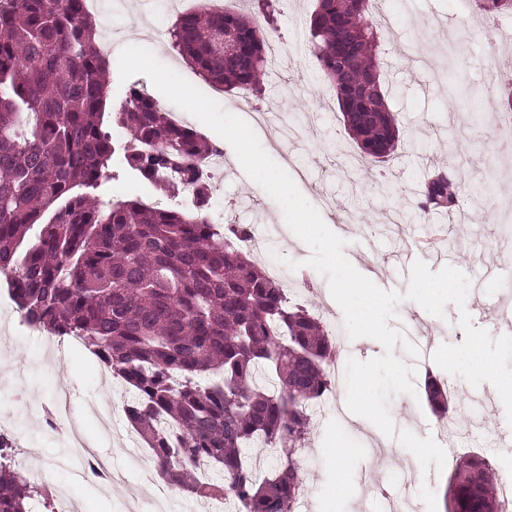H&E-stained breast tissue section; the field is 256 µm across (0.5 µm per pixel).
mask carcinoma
<instances>
[{
    "label": "carcinoma",
    "mask_w": 512,
    "mask_h": 512,
    "mask_svg": "<svg viewBox=\"0 0 512 512\" xmlns=\"http://www.w3.org/2000/svg\"><path fill=\"white\" fill-rule=\"evenodd\" d=\"M370 0H316L308 48L332 84L359 157H393L397 116L381 88ZM206 4L177 16L172 45L199 75L226 91L262 93L266 48L276 31ZM238 46L224 50V34ZM83 0H0V275L29 325L77 336L130 387L126 413L169 483L198 497H234L238 512H286L302 491L295 454L308 408L328 389L333 344L322 324L292 303L209 218V159L219 146L160 110L134 85L112 105L128 139L103 126L109 63L96 47ZM124 171L172 197L190 188L191 209L140 198L101 200ZM435 172L414 203L421 217L450 214L460 195ZM428 402L448 415L446 388L430 379ZM250 444L278 450L281 465L258 477ZM212 463L218 483L196 480ZM451 512H505L482 459L456 467ZM46 489L19 475L0 447V512H33Z\"/></svg>",
    "instance_id": "cac0c4a2"
}]
</instances>
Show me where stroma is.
I'll return each mask as SVG.
<instances>
[{"label":"stroma","instance_id":"1","mask_svg":"<svg viewBox=\"0 0 512 512\" xmlns=\"http://www.w3.org/2000/svg\"><path fill=\"white\" fill-rule=\"evenodd\" d=\"M462 0H386L383 23L378 26L383 68L396 76L401 92L392 107L398 115L400 143L393 159L377 165L359 162L357 147L350 139L339 109L317 111L322 96L333 95L328 79L307 51L309 19L314 0H280L277 25L288 47L274 74H268L266 91L252 97L254 108L284 114L303 122V138L296 150L300 168L293 179L304 197L320 212L326 225L344 238V253L356 267H378V285L385 290L406 291L411 273L404 263L414 253L431 271L450 265L471 282L466 308L473 326L491 336L512 335V323L500 321L494 306L512 300V236L502 232L504 219L497 209L504 192L512 188V159L494 155L496 130L493 117L507 112L503 74L512 72V53L502 52L500 65H493L484 38L462 28ZM148 17L152 31H169L176 16L171 0H114L110 23L113 45L106 56L110 62L111 93L120 96L126 83L118 72L119 53L135 43L150 49L162 63L173 68L205 95L230 113H238L240 91H224L203 80L186 65L170 44H157L150 34H137L141 17ZM456 37L457 52L449 56L442 45ZM225 173L212 184V202L224 210L225 223L261 228L272 240L287 239V258L298 269L286 270L289 285L300 292L299 303L310 313L330 304V319L343 322L334 304L326 278L306 266L307 245L296 235H282L281 207L244 172L230 144H223ZM452 170L454 184L470 206L472 219L464 225L443 224L441 216L410 218L414 199L421 194L428 176L437 168ZM395 328L401 330L417 349L440 344H461L465 338L459 326V311L447 304L444 317L427 313L419 304L398 305ZM12 343L0 353V376L11 377L26 370L35 391L34 400L47 408L58 386L74 395V411L80 414L82 430L90 441H98V420L84 414L86 401L112 400V443L107 451L122 478L105 487L77 477L58 462L67 454L58 440H34L33 425L20 424L14 430L19 443L36 441L42 452L36 463L50 472L45 484L50 499L60 493L74 498L80 512H128L138 505L140 512H154L150 498L142 493V473L150 463V451L126 439L131 426L125 407L133 398L126 388L108 389L96 373V357L87 349L73 347L64 356L49 357L48 339L30 332L25 323L6 327ZM448 381L452 404L478 398L477 415L485 429L508 432L505 409L490 383L472 387L461 377L447 374L434 362H421L412 379L414 395L392 397L389 410L397 428L419 437H433L440 445L448 439L421 391L426 376ZM344 400L330 409L311 415L306 447L314 451V463L302 470L301 497L310 512H382L383 496L415 499L416 512H426L418 501L417 487L407 486L403 471L409 452L396 439L383 437L368 420L345 412ZM463 413L462 421H469ZM382 439L393 454L385 470L370 468L369 439ZM352 451L351 464L341 468L337 451ZM377 488V496L362 498L361 485Z\"/></svg>","mask_w":512,"mask_h":512}]
</instances>
